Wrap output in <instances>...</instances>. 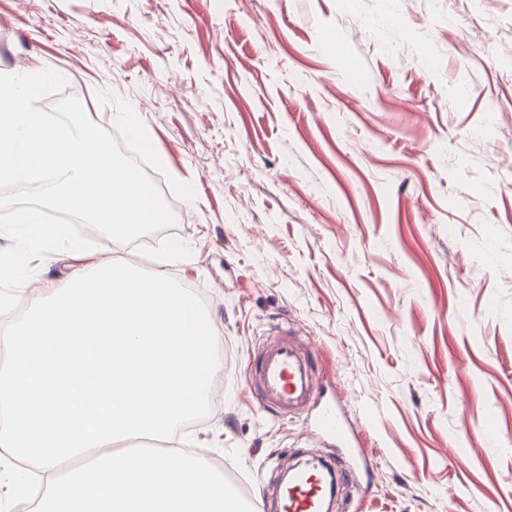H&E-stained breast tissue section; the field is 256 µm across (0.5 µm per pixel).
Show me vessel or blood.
Returning <instances> with one entry per match:
<instances>
[{
  "label": "vessel or blood",
  "mask_w": 512,
  "mask_h": 512,
  "mask_svg": "<svg viewBox=\"0 0 512 512\" xmlns=\"http://www.w3.org/2000/svg\"><path fill=\"white\" fill-rule=\"evenodd\" d=\"M253 378L260 405L287 414L302 407H316L320 432L346 446L351 428L339 408L316 406V378L310 352L291 338L281 337L263 345L254 359ZM288 512H323L325 492L322 481L301 473L285 493Z\"/></svg>",
  "instance_id": "obj_1"
}]
</instances>
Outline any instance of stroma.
<instances>
[{"instance_id":"obj_1","label":"stroma","mask_w":512,"mask_h":512,"mask_svg":"<svg viewBox=\"0 0 512 512\" xmlns=\"http://www.w3.org/2000/svg\"><path fill=\"white\" fill-rule=\"evenodd\" d=\"M59 71L114 130L128 100L173 226L88 261L156 262L226 349L186 426L236 483L276 489L310 449L352 465L334 512H512V0H0V68ZM300 337L351 448L259 405L267 339Z\"/></svg>"}]
</instances>
